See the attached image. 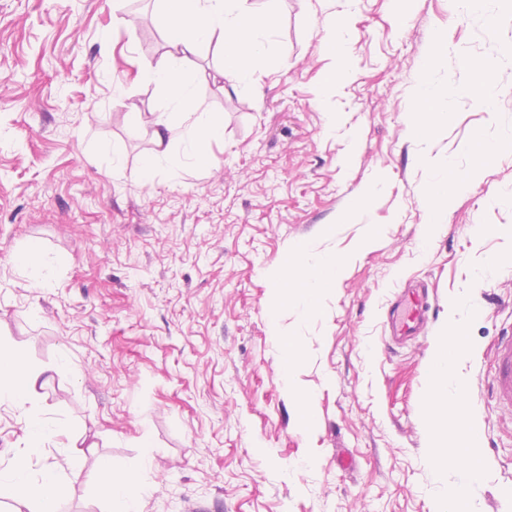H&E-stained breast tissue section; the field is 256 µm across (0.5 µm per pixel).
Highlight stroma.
<instances>
[{"label":"stroma","instance_id":"35a3bbf8","mask_svg":"<svg viewBox=\"0 0 512 512\" xmlns=\"http://www.w3.org/2000/svg\"><path fill=\"white\" fill-rule=\"evenodd\" d=\"M126 8L134 27L113 0H0V349L69 363L29 406L59 421L52 443L29 447L20 410L0 405V469L40 470L76 434L86 470L151 483L141 512H436L462 470L452 456L435 467L419 405L457 329L486 472L468 512H512V412L489 395L491 347L512 327V8L484 0L469 17L413 0L401 23L391 0H274L261 80L198 88L224 123L211 166L164 160L148 186L165 93L147 72L172 59L153 0ZM332 36L348 53L338 86L321 81ZM495 47L488 113L465 63ZM423 74L445 91L431 142L408 125ZM480 159L423 244L425 188ZM28 248L45 285L15 261ZM307 248L347 258L346 272L313 315L291 306L270 322L272 279ZM412 280L433 289V319L393 347L384 311ZM276 331L303 349L289 379ZM294 389L312 396V431Z\"/></svg>","mask_w":512,"mask_h":512}]
</instances>
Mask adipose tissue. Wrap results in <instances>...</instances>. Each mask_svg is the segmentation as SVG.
Returning a JSON list of instances; mask_svg holds the SVG:
<instances>
[{
	"instance_id": "ef3b65f1",
	"label": "adipose tissue",
	"mask_w": 512,
	"mask_h": 512,
	"mask_svg": "<svg viewBox=\"0 0 512 512\" xmlns=\"http://www.w3.org/2000/svg\"><path fill=\"white\" fill-rule=\"evenodd\" d=\"M272 0H155L157 12L168 29L171 57L184 60L181 68L161 64L150 72L151 79L166 91L170 113L157 121L153 131L156 152L141 165L143 184H151L161 149L181 146L183 155L194 166L207 167L212 163L205 146L224 135L223 125L215 113L209 112L197 94L202 80L200 72L188 67L201 47L219 44L223 67L219 75L231 86L256 83L273 44V30L268 16ZM416 103L409 114V128L420 138L437 135L438 116L443 99L442 90L421 79L416 83ZM347 259L331 252L300 253L297 260L286 265L271 290L270 317H277L281 307L296 305L302 315H310L321 305L324 297L335 288L343 275ZM465 349L463 334L455 330L443 340L431 371L434 389L422 404V414L432 422L430 453L435 463L448 455L466 461L463 478L443 490L442 512H467L468 498L473 488L483 480L477 465L481 447L479 431L469 424L464 403L465 386L456 374V363ZM44 368L33 366L0 352V401L24 408L38 389L43 388ZM461 424L455 435H448L443 424L447 420ZM54 467L32 479L23 460H16L7 473L0 474V493L14 501L12 512H22L29 501H37V512H57V503L66 486L81 483L85 477L83 454L77 443L59 449ZM95 483L107 502L106 512H140V501L151 486L136 475H117L112 470L100 471Z\"/></svg>"
}]
</instances>
